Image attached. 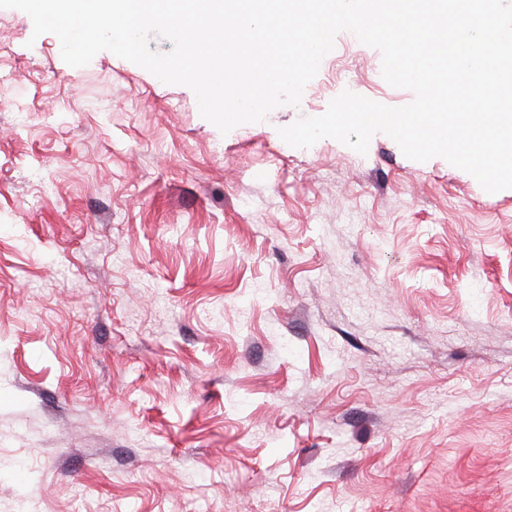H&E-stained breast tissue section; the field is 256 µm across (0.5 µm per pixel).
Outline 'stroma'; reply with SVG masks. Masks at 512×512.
<instances>
[{
  "label": "stroma",
  "instance_id": "1",
  "mask_svg": "<svg viewBox=\"0 0 512 512\" xmlns=\"http://www.w3.org/2000/svg\"><path fill=\"white\" fill-rule=\"evenodd\" d=\"M0 512H512V189L387 135L228 134L0 9Z\"/></svg>",
  "mask_w": 512,
  "mask_h": 512
}]
</instances>
